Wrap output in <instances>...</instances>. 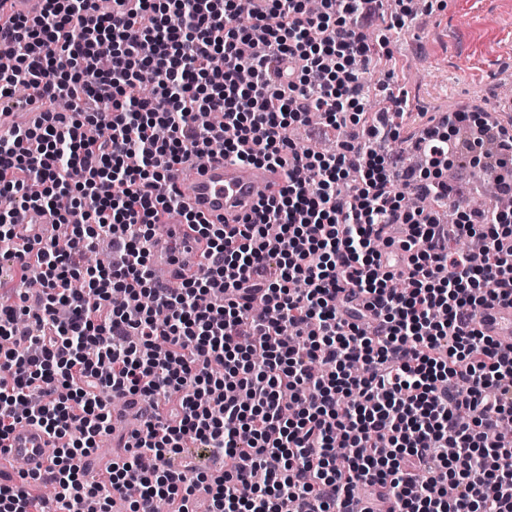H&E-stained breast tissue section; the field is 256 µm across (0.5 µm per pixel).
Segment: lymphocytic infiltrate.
I'll list each match as a JSON object with an SVG mask.
<instances>
[{
    "mask_svg": "<svg viewBox=\"0 0 512 512\" xmlns=\"http://www.w3.org/2000/svg\"><path fill=\"white\" fill-rule=\"evenodd\" d=\"M43 2L0 22V112L16 87L37 95L36 117L0 137V261L20 282L0 304V446L26 421L56 450L50 477L0 484V512H112L118 497L197 512L201 492L206 512H351L356 488L372 512H512V345L484 327L512 309V210H477L444 178L466 125L496 144L471 165L512 190V121L428 112L409 130L396 69L366 37L383 0H254L245 18L237 0H136L124 17ZM381 67L392 106L372 112L361 76ZM316 124L358 133L297 150L290 130ZM398 139L420 170L387 151ZM217 154L285 183L239 224L186 213L209 257L161 287L150 251L181 206L171 174ZM411 194L453 200L456 223ZM19 207L68 234L19 242ZM462 238L482 263L450 247ZM117 396L151 414L91 482ZM186 448L223 455V472L192 454L171 469Z\"/></svg>",
    "mask_w": 512,
    "mask_h": 512,
    "instance_id": "obj_1",
    "label": "lymphocytic infiltrate"
}]
</instances>
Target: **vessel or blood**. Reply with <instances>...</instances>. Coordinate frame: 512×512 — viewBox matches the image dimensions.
<instances>
[{"instance_id":"b4317fda","label":"vessel or blood","mask_w":512,"mask_h":512,"mask_svg":"<svg viewBox=\"0 0 512 512\" xmlns=\"http://www.w3.org/2000/svg\"><path fill=\"white\" fill-rule=\"evenodd\" d=\"M279 181V170L234 164L218 157L203 160L191 170L177 169L171 178L189 210L213 224L253 213L260 196L271 195ZM205 252V240L174 214L155 229L151 263L167 270V285L175 288L184 274L200 268ZM48 446L49 439L40 428L17 425L5 448L0 449V471L17 463L28 474H48L52 469Z\"/></svg>"}]
</instances>
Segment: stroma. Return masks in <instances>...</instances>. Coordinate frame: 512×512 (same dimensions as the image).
<instances>
[{
	"label": "stroma",
	"instance_id": "obj_1",
	"mask_svg": "<svg viewBox=\"0 0 512 512\" xmlns=\"http://www.w3.org/2000/svg\"><path fill=\"white\" fill-rule=\"evenodd\" d=\"M404 28L382 21L368 30L402 65L411 112L490 106L502 111L512 87V0H425Z\"/></svg>",
	"mask_w": 512,
	"mask_h": 512
}]
</instances>
